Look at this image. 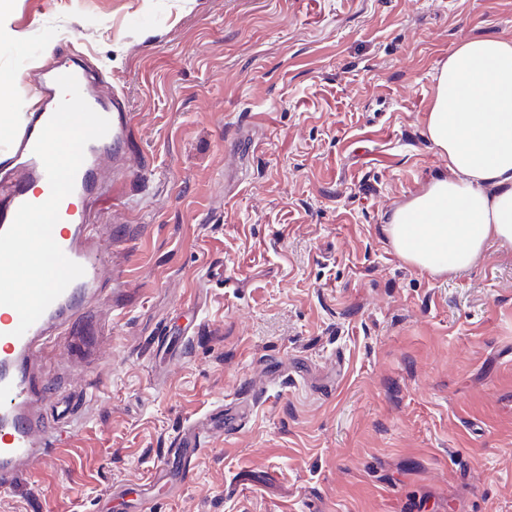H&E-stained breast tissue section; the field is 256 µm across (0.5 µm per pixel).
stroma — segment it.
<instances>
[{
    "instance_id": "35a3bbf8",
    "label": "stroma",
    "mask_w": 512,
    "mask_h": 512,
    "mask_svg": "<svg viewBox=\"0 0 512 512\" xmlns=\"http://www.w3.org/2000/svg\"><path fill=\"white\" fill-rule=\"evenodd\" d=\"M490 36L512 0H8L11 105L85 57L143 170L90 214L112 231L98 358L36 363L79 419L0 512H512V246L433 275L383 229L448 168L437 68ZM241 395L180 492L155 478Z\"/></svg>"
}]
</instances>
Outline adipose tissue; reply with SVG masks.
Segmentation results:
<instances>
[{
    "mask_svg": "<svg viewBox=\"0 0 512 512\" xmlns=\"http://www.w3.org/2000/svg\"><path fill=\"white\" fill-rule=\"evenodd\" d=\"M435 82L426 130L448 171L385 231L403 260L439 275L476 265L488 241L512 243V41L458 44Z\"/></svg>",
    "mask_w": 512,
    "mask_h": 512,
    "instance_id": "adipose-tissue-1",
    "label": "adipose tissue"
}]
</instances>
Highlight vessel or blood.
<instances>
[{
	"label": "vessel or blood",
	"mask_w": 512,
	"mask_h": 512,
	"mask_svg": "<svg viewBox=\"0 0 512 512\" xmlns=\"http://www.w3.org/2000/svg\"><path fill=\"white\" fill-rule=\"evenodd\" d=\"M74 75L91 108L110 121L106 136L89 142L74 189L59 206L62 228L53 238L65 255L83 266L85 273L73 281L22 335L15 336L19 315L0 305V493L14 490L19 477L45 464L58 452L64 429L43 417L39 403L47 393L35 364L49 341L67 344L72 325L86 317L106 291L103 256L110 238L101 225L88 221L93 202L102 193V165L111 161L115 171L129 169V107L123 94L105 91L102 74L92 73L80 60L42 69L29 89L9 143L0 148V232L12 224L22 204L42 203L50 192L44 166L33 152L35 142L62 100L56 79ZM235 422L216 413L207 422L190 424L172 451L157 464L172 476L173 487L185 485L192 464L208 440L229 433Z\"/></svg>",
	"instance_id": "1"
}]
</instances>
